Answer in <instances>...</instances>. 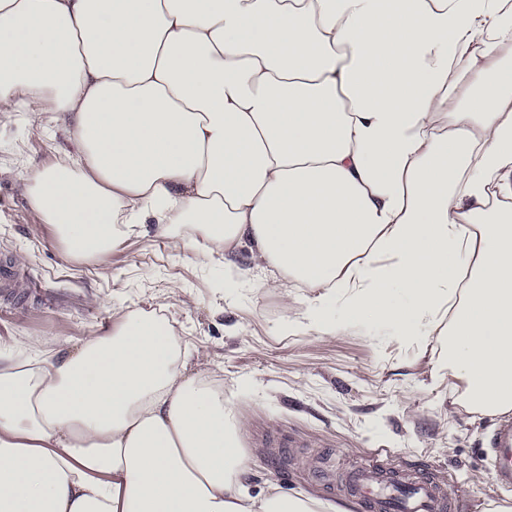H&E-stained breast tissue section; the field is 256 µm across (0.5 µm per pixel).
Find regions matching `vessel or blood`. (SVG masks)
Returning <instances> with one entry per match:
<instances>
[{"label":"vessel or blood","instance_id":"b4317fda","mask_svg":"<svg viewBox=\"0 0 512 512\" xmlns=\"http://www.w3.org/2000/svg\"><path fill=\"white\" fill-rule=\"evenodd\" d=\"M493 445L498 477L501 482L511 484L512 425L495 430ZM348 483L356 501L365 503L371 512H449L451 508L449 497L425 478L408 484L397 474L383 476L361 471L351 474Z\"/></svg>","mask_w":512,"mask_h":512}]
</instances>
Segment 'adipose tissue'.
<instances>
[{
	"mask_svg": "<svg viewBox=\"0 0 512 512\" xmlns=\"http://www.w3.org/2000/svg\"><path fill=\"white\" fill-rule=\"evenodd\" d=\"M0 112L74 146L19 177L71 259L147 224L203 262L248 250L313 291L282 333L335 334L337 298L443 329L468 404L512 415V0H0ZM190 357L142 309L0 348V512H329L250 493Z\"/></svg>",
	"mask_w": 512,
	"mask_h": 512,
	"instance_id": "1",
	"label": "adipose tissue"
}]
</instances>
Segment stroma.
Instances as JSON below:
<instances>
[{
  "label": "stroma",
  "mask_w": 512,
  "mask_h": 512,
  "mask_svg": "<svg viewBox=\"0 0 512 512\" xmlns=\"http://www.w3.org/2000/svg\"><path fill=\"white\" fill-rule=\"evenodd\" d=\"M72 150L62 123L41 131L24 113L0 112V265L14 269L19 288L0 297V345L43 357L55 340L99 335L114 315L155 310L192 350V368L223 380L254 459L253 490L270 481L336 512H363L348 501V474L386 470L430 478L466 512L512 502V485L498 481L489 458L499 420L468 408L462 383L440 371V336L409 340L371 319L332 336L282 334V314L303 311L311 289L285 302L278 289L237 285L239 269L253 265L248 254L232 266L203 264L150 224L92 261L67 258L55 228L29 208L18 174Z\"/></svg>",
  "instance_id": "stroma-1"
}]
</instances>
